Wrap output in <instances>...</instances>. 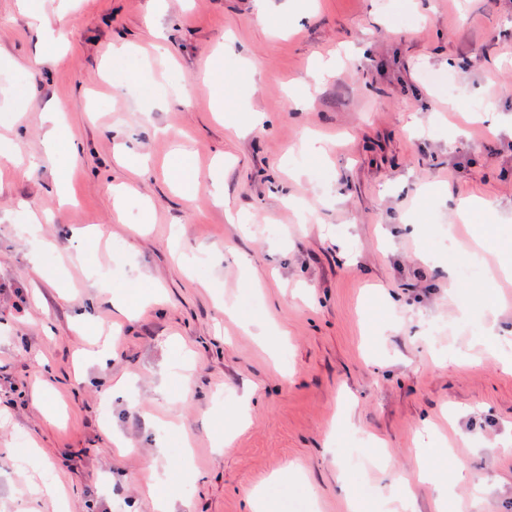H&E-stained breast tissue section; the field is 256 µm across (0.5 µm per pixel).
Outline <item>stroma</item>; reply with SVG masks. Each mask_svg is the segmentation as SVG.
Returning <instances> with one entry per match:
<instances>
[{
    "mask_svg": "<svg viewBox=\"0 0 512 512\" xmlns=\"http://www.w3.org/2000/svg\"><path fill=\"white\" fill-rule=\"evenodd\" d=\"M39 2L60 36L47 58L26 0H0V139L17 149L0 159V512H155L119 480L150 465L177 476L173 512H250L265 485L276 512H348L342 482L360 512L394 489L408 512L445 496L512 512V344L481 341L512 332V305L505 280L455 275L479 237L489 264L512 261V0ZM146 66L149 92L122 85ZM215 66L237 76L224 106ZM487 100L495 124L466 120ZM58 103L80 149L63 172L30 163ZM251 112L266 123L247 136L224 121ZM183 132L224 204L178 189ZM311 136L327 156L302 150ZM467 197L493 222H460ZM96 268L161 302L114 327ZM102 332L117 360L76 382ZM245 396L250 422L225 436ZM427 422L465 465L452 484L416 477ZM57 482L64 506L30 493Z\"/></svg>",
    "mask_w": 512,
    "mask_h": 512,
    "instance_id": "1",
    "label": "stroma"
}]
</instances>
